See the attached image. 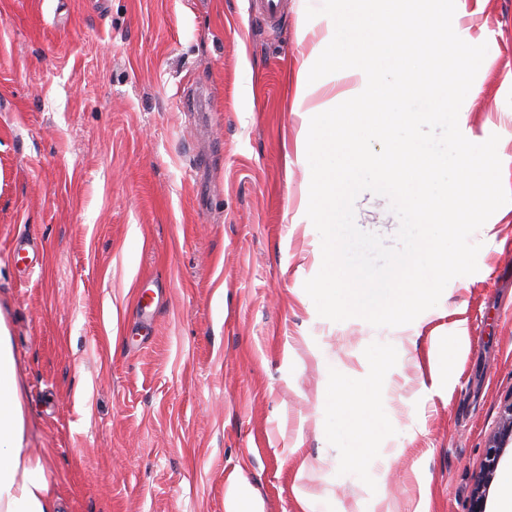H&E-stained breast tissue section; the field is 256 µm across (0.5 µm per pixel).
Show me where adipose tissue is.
<instances>
[{
    "instance_id": "obj_1",
    "label": "adipose tissue",
    "mask_w": 512,
    "mask_h": 512,
    "mask_svg": "<svg viewBox=\"0 0 512 512\" xmlns=\"http://www.w3.org/2000/svg\"><path fill=\"white\" fill-rule=\"evenodd\" d=\"M49 462L24 446L14 359L0 326V512H60L47 477Z\"/></svg>"
}]
</instances>
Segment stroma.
Masks as SVG:
<instances>
[{
	"mask_svg": "<svg viewBox=\"0 0 512 512\" xmlns=\"http://www.w3.org/2000/svg\"><path fill=\"white\" fill-rule=\"evenodd\" d=\"M322 2L268 28L250 0H0V323L61 512H226L239 483L244 512H469L512 397V203L413 322L318 314L297 145L346 86L294 91ZM453 26L488 45L463 107L512 193V0H461ZM354 209L396 245L386 197ZM332 372L373 390L368 425L329 427ZM359 443L397 459L354 469Z\"/></svg>",
	"mask_w": 512,
	"mask_h": 512,
	"instance_id": "35a3bbf8",
	"label": "stroma"
}]
</instances>
